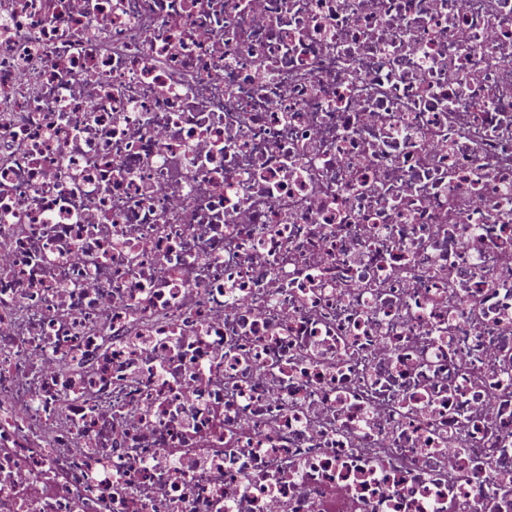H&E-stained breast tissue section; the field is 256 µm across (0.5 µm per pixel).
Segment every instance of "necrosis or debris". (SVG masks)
Wrapping results in <instances>:
<instances>
[{
  "mask_svg": "<svg viewBox=\"0 0 512 512\" xmlns=\"http://www.w3.org/2000/svg\"><path fill=\"white\" fill-rule=\"evenodd\" d=\"M0 512H512V0H0Z\"/></svg>",
  "mask_w": 512,
  "mask_h": 512,
  "instance_id": "necrosis-or-debris-1",
  "label": "necrosis or debris"
}]
</instances>
